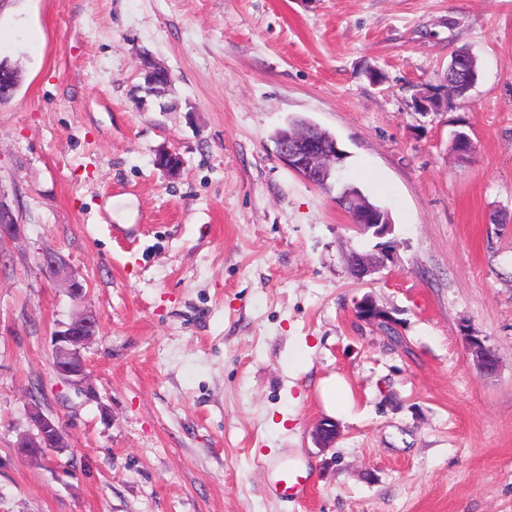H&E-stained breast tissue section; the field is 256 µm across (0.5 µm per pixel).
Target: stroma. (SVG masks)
Returning a JSON list of instances; mask_svg holds the SVG:
<instances>
[{
	"label": "stroma",
	"instance_id": "obj_1",
	"mask_svg": "<svg viewBox=\"0 0 512 512\" xmlns=\"http://www.w3.org/2000/svg\"><path fill=\"white\" fill-rule=\"evenodd\" d=\"M2 58L22 230L0 252V512H512V0H0ZM146 59L165 96L142 97ZM296 118L388 211L389 255L280 158ZM47 249L101 315L89 398L52 370L76 306ZM353 252L380 270L356 280ZM367 295L394 334L357 318ZM332 376L348 405L320 448ZM33 388L70 443L37 465L14 449ZM283 462L312 470L305 501L273 498ZM461 59L457 70H450L445 76L448 89L457 97H464L477 79V68L475 59L466 51H456L451 56V61ZM40 264L46 275L54 282L62 285L72 300L83 303L87 297V290L82 281L72 273L65 258L54 250H45L41 253ZM469 351L474 357L476 365L480 372L485 376H490L497 371L498 358L490 349L486 348L482 341L475 336L468 339Z\"/></svg>",
	"mask_w": 512,
	"mask_h": 512
}]
</instances>
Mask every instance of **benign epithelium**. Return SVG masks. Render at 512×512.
Returning <instances> with one entry per match:
<instances>
[{
  "instance_id": "7a95c632",
  "label": "benign epithelium",
  "mask_w": 512,
  "mask_h": 512,
  "mask_svg": "<svg viewBox=\"0 0 512 512\" xmlns=\"http://www.w3.org/2000/svg\"><path fill=\"white\" fill-rule=\"evenodd\" d=\"M144 91L147 95L161 96L172 84L170 72L158 65L144 68ZM280 158L298 175L309 183L323 187L327 185L326 172L331 165L322 162L321 149L316 140L293 141L284 136L277 140ZM351 228L360 233L373 232L381 237L391 229L389 221L376 212L360 211L349 213ZM21 233L19 213L0 193V247L17 239ZM40 264L46 275L62 285L72 300L82 303L87 290L82 281L72 273L65 258L53 250L41 253ZM381 261L365 258L354 259L353 277L362 280L379 269ZM357 316L364 322L383 330L394 329L395 319L390 312L365 297L356 305ZM100 317L95 310L84 306L77 310L71 320L59 325L53 334L52 369L57 377L76 393L91 397L94 395L90 383L88 364L84 350L98 334ZM469 351L480 372L490 376L497 371L498 358L482 341L472 336L468 339ZM27 419L30 428L19 436L16 448L18 454L31 461H39L49 455H62L69 448L68 435L59 418L44 413L38 400L31 397L27 403ZM340 435L336 421L325 419L315 427L313 436L321 448L331 447Z\"/></svg>"
}]
</instances>
